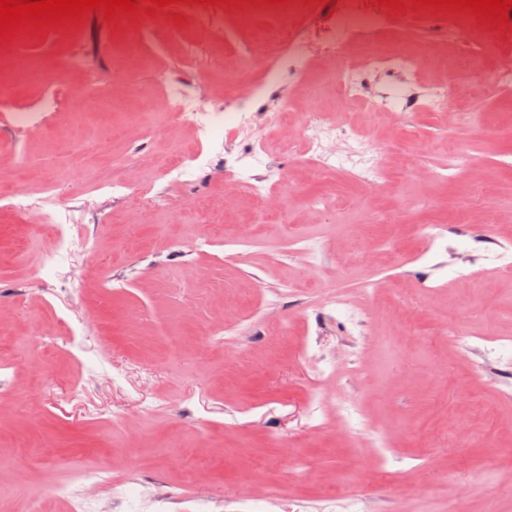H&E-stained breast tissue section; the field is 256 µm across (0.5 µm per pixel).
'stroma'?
I'll use <instances>...</instances> for the list:
<instances>
[{"label":"stroma","mask_w":512,"mask_h":512,"mask_svg":"<svg viewBox=\"0 0 512 512\" xmlns=\"http://www.w3.org/2000/svg\"><path fill=\"white\" fill-rule=\"evenodd\" d=\"M412 17L410 34L429 33L439 58L423 70L426 84L452 77L449 55L481 54L489 73L505 54L488 47L484 26L451 47L438 13ZM274 23L269 13L239 23L190 12L178 25L166 8L112 21L95 11L42 36L18 34L0 55V88L10 92L0 105V192L52 186L79 199L87 227L80 263L56 257L34 273L28 253L54 254V236L20 223L0 200V367L13 384L0 397V512H27L35 501L44 512H70L53 494L61 484L104 499L106 488L78 480L80 469L104 463L130 508L174 490L170 512H322L339 491L363 497L367 512H453L463 500L475 512L487 502L512 512V500H496L499 484L512 481V346L496 363L478 349L481 338L512 336V274L478 285L457 273L493 265L498 245L512 243V100H482L461 118L420 113L419 136L407 145L399 130L319 81L337 63L320 56L303 87L281 71L280 89L293 93L295 112H338L359 127L367 156L393 169V179L364 187L336 170L313 175L282 147L290 126L265 144L271 183L284 171L291 180L270 210L215 171L196 175L176 213L95 190L123 174L160 190L153 160L205 145L191 128L139 120L165 113L161 78L180 81L205 107L221 105L237 93L227 70L242 44ZM133 66L132 91H116L113 79ZM77 85L84 99L71 98ZM107 102L113 121L127 126L126 141L63 165L62 142L103 135L90 112ZM15 111L33 113L36 128L15 126ZM452 143L467 165L448 182L427 179ZM131 153L139 163L114 164ZM320 197L329 203L318 210ZM421 224L445 225L446 245L415 238ZM220 229L249 245L192 253L197 236ZM299 238L318 242L320 263L297 249ZM106 268L108 292L100 285ZM64 270L79 289L63 303L51 290ZM367 272L381 295L362 292ZM426 280L437 293H423L418 306L401 302ZM331 294L362 307L365 335H353L344 315H317ZM64 310L93 317L105 339L46 350L61 335ZM215 324L233 332L232 342L204 346ZM449 326L466 347H449ZM43 360L60 386L40 393L30 367ZM117 372L124 379L115 387L109 376ZM71 383L81 385V403L68 401ZM340 397L357 412L355 431L336 420Z\"/></svg>","instance_id":"stroma-1"}]
</instances>
